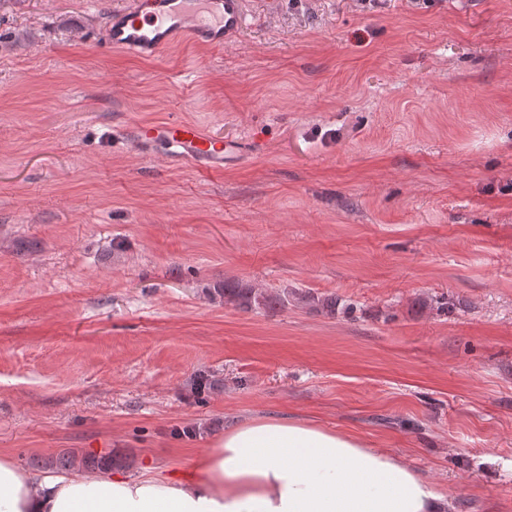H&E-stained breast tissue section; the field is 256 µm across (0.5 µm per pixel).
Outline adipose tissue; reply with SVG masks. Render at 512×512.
<instances>
[{
  "label": "adipose tissue",
  "mask_w": 512,
  "mask_h": 512,
  "mask_svg": "<svg viewBox=\"0 0 512 512\" xmlns=\"http://www.w3.org/2000/svg\"><path fill=\"white\" fill-rule=\"evenodd\" d=\"M389 451L291 417L226 430L191 480L29 474L0 460V512H438Z\"/></svg>",
  "instance_id": "adipose-tissue-1"
}]
</instances>
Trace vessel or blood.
I'll return each mask as SVG.
<instances>
[{"instance_id": "1", "label": "vessel or blood", "mask_w": 512, "mask_h": 512, "mask_svg": "<svg viewBox=\"0 0 512 512\" xmlns=\"http://www.w3.org/2000/svg\"><path fill=\"white\" fill-rule=\"evenodd\" d=\"M247 0H130L113 9L104 43L142 60L160 59L174 46L191 42L221 47L246 24ZM140 144L160 142L171 161L208 172L223 171L243 153L241 142L218 140L190 122H157L139 127Z\"/></svg>"}]
</instances>
